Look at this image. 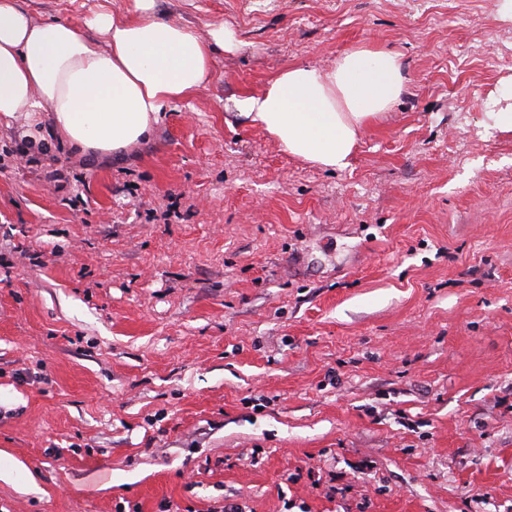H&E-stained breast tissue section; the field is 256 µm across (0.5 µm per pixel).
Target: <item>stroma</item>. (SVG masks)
I'll return each mask as SVG.
<instances>
[{
	"label": "stroma",
	"mask_w": 512,
	"mask_h": 512,
	"mask_svg": "<svg viewBox=\"0 0 512 512\" xmlns=\"http://www.w3.org/2000/svg\"><path fill=\"white\" fill-rule=\"evenodd\" d=\"M502 2L157 0L239 48L149 141L0 126V512H512ZM371 42L407 86L346 169L237 106Z\"/></svg>",
	"instance_id": "1"
}]
</instances>
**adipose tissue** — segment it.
I'll return each instance as SVG.
<instances>
[{
	"label": "adipose tissue",
	"instance_id": "1",
	"mask_svg": "<svg viewBox=\"0 0 512 512\" xmlns=\"http://www.w3.org/2000/svg\"><path fill=\"white\" fill-rule=\"evenodd\" d=\"M87 28L98 44L85 38ZM236 47L223 23L198 31L159 16L156 0L100 6L79 26L38 20L19 0H0V122L22 118L33 127L47 117L76 152H125L149 138L167 105L206 85L216 49ZM403 84L398 54L367 43L326 69L288 67L239 106L289 154L342 170Z\"/></svg>",
	"mask_w": 512,
	"mask_h": 512
}]
</instances>
